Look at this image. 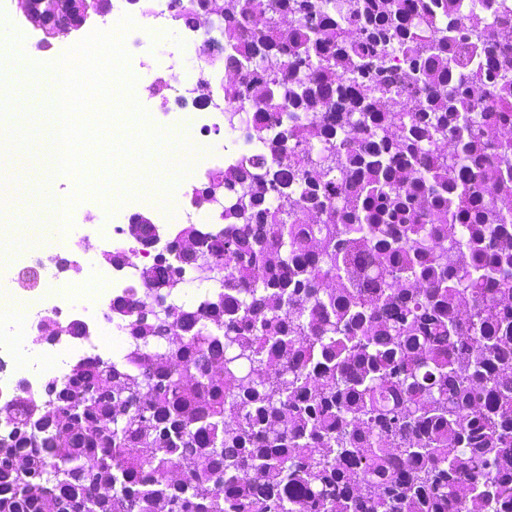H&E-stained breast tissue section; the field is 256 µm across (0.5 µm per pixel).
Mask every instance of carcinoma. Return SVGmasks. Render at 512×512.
<instances>
[{
  "instance_id": "1",
  "label": "carcinoma",
  "mask_w": 512,
  "mask_h": 512,
  "mask_svg": "<svg viewBox=\"0 0 512 512\" xmlns=\"http://www.w3.org/2000/svg\"><path fill=\"white\" fill-rule=\"evenodd\" d=\"M217 47L257 149L177 234L224 287L153 261L121 354L0 402V512H512V0H224Z\"/></svg>"
}]
</instances>
